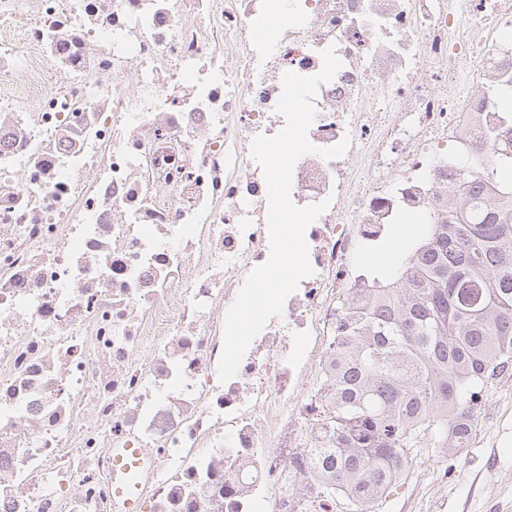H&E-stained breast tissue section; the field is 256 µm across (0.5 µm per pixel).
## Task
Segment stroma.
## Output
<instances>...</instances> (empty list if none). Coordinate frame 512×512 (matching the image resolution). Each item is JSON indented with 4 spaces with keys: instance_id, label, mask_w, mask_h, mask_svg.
I'll use <instances>...</instances> for the list:
<instances>
[{
    "instance_id": "obj_1",
    "label": "stroma",
    "mask_w": 512,
    "mask_h": 512,
    "mask_svg": "<svg viewBox=\"0 0 512 512\" xmlns=\"http://www.w3.org/2000/svg\"><path fill=\"white\" fill-rule=\"evenodd\" d=\"M423 233L416 224L396 225L388 244L363 256V270L393 266ZM479 431L460 454L438 496L426 497L427 469L442 458L428 437L410 453L411 469L376 508V512H512V369L488 381L477 407Z\"/></svg>"
}]
</instances>
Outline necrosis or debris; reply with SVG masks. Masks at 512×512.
<instances>
[{
	"mask_svg": "<svg viewBox=\"0 0 512 512\" xmlns=\"http://www.w3.org/2000/svg\"><path fill=\"white\" fill-rule=\"evenodd\" d=\"M33 2L0 0V512H128L125 484L138 512H335L309 450L356 262L457 197L484 211L512 0ZM330 47L308 137L349 146L291 186L328 204L313 273L222 383L226 314L270 255L250 145Z\"/></svg>",
	"mask_w": 512,
	"mask_h": 512,
	"instance_id": "obj_1",
	"label": "necrosis or debris"
}]
</instances>
